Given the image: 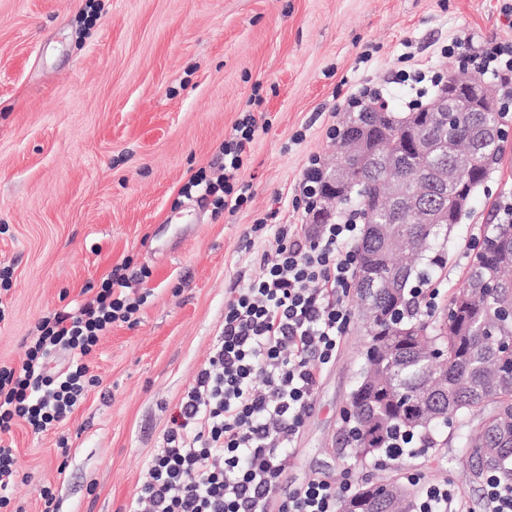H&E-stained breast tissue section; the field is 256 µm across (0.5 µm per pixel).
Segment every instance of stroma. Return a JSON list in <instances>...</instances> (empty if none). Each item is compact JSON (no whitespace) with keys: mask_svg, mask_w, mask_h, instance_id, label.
<instances>
[{"mask_svg":"<svg viewBox=\"0 0 512 512\" xmlns=\"http://www.w3.org/2000/svg\"><path fill=\"white\" fill-rule=\"evenodd\" d=\"M512 0H0V364L18 366L35 323L90 300L125 259L147 266L149 297L135 326L114 324L90 357L98 385L56 429L15 425L4 441L19 465L10 493L23 512H121L224 325L231 289L275 257L269 212L300 224L294 207L311 159L336 151L327 130L359 86L404 111L400 67L447 71L454 38L512 43ZM269 126L248 146L247 207L215 214L185 197L199 170L220 173V147L248 99ZM503 163L478 189L448 241L442 295L459 286L468 244L512 193V113ZM364 338L350 323L307 411L277 490L285 499L315 477L374 482L380 458L342 445L341 413ZM67 448H60V439ZM445 483L469 512L485 484L454 444L404 461Z\"/></svg>","mask_w":512,"mask_h":512,"instance_id":"35a3bbf8","label":"stroma"}]
</instances>
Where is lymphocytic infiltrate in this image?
I'll list each match as a JSON object with an SVG mask.
<instances>
[{
  "mask_svg": "<svg viewBox=\"0 0 512 512\" xmlns=\"http://www.w3.org/2000/svg\"><path fill=\"white\" fill-rule=\"evenodd\" d=\"M440 53L509 89L502 108L512 109V44L475 46L456 38ZM259 128L255 113L245 111L221 146L222 176L195 174L183 194L203 190L219 213L247 205L252 193L242 172ZM360 234L352 211L334 224L277 225L276 259L261 260L260 274L232 290L213 353L124 512H339L341 500L356 491L352 484L314 479L281 501L276 491L350 320L343 293ZM146 301L115 268L90 301L43 316L21 366H0V435L20 420L38 434L60 426L98 382L88 358L101 337L114 323L135 325ZM59 351L69 354L61 370L51 364Z\"/></svg>",
  "mask_w": 512,
  "mask_h": 512,
  "instance_id": "f902f5d3",
  "label": "lymphocytic infiltrate"
}]
</instances>
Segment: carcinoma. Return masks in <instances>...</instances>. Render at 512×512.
<instances>
[{
	"mask_svg": "<svg viewBox=\"0 0 512 512\" xmlns=\"http://www.w3.org/2000/svg\"><path fill=\"white\" fill-rule=\"evenodd\" d=\"M504 119L496 109L460 112L446 128L431 131L424 127L422 112L380 117L367 104L359 112L344 113L339 124L336 147L355 127L371 144L398 155L393 172L360 166L349 185L336 189L330 185V168L321 166V186L336 194V211L312 216V223L326 224L337 220L342 209L356 208L364 226L356 245L357 268L367 267L393 282L390 289H370L374 312L361 318L366 352L378 359H363L352 411L343 418L354 427L346 432L345 443L357 457L385 451L388 433L395 428L433 448L440 427L454 424L458 448L475 476L499 470L512 480V349L501 343L512 337V318L502 313L512 305V222L487 225L486 233L470 244L472 262L443 313L432 308L426 314L410 300L412 289L431 284L474 193L501 164ZM424 136L445 138L451 146L475 143L479 150L476 169L447 190L446 224H426L394 208L384 192V182L395 176L406 193L427 206L437 203L440 191L433 172L439 157L422 155L412 145ZM408 236L421 240V249L405 260L391 252L389 243ZM434 375L440 384L429 394ZM400 471L401 465L394 463L382 483L362 486L342 502L340 512H412L417 489L395 500L382 493Z\"/></svg>",
	"mask_w": 512,
	"mask_h": 512,
	"instance_id": "1",
	"label": "carcinoma"
}]
</instances>
